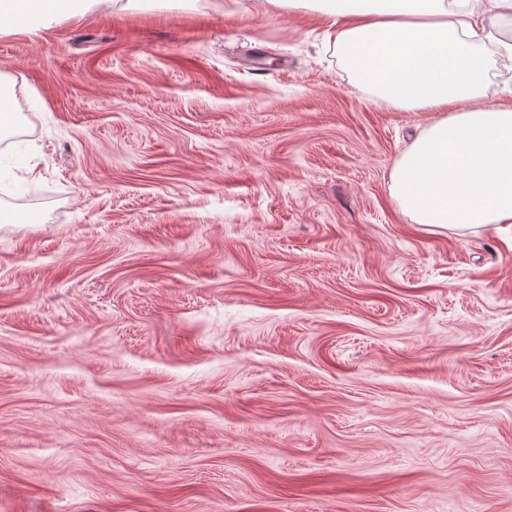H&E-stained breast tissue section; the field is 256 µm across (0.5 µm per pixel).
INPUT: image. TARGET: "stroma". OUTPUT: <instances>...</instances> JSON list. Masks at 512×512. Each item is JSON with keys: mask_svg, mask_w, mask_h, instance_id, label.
<instances>
[{"mask_svg": "<svg viewBox=\"0 0 512 512\" xmlns=\"http://www.w3.org/2000/svg\"><path fill=\"white\" fill-rule=\"evenodd\" d=\"M329 20L0 25V512H512V226L412 223ZM42 99L31 110V94Z\"/></svg>", "mask_w": 512, "mask_h": 512, "instance_id": "1", "label": "stroma"}]
</instances>
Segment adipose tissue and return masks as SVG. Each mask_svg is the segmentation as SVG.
I'll return each instance as SVG.
<instances>
[{
	"label": "adipose tissue",
	"instance_id": "obj_1",
	"mask_svg": "<svg viewBox=\"0 0 512 512\" xmlns=\"http://www.w3.org/2000/svg\"><path fill=\"white\" fill-rule=\"evenodd\" d=\"M104 0H0V22L33 31ZM327 16L358 83L407 111H433L397 159L392 195L415 224H512V107L478 106L493 55L488 24L512 27V0H269Z\"/></svg>",
	"mask_w": 512,
	"mask_h": 512
}]
</instances>
